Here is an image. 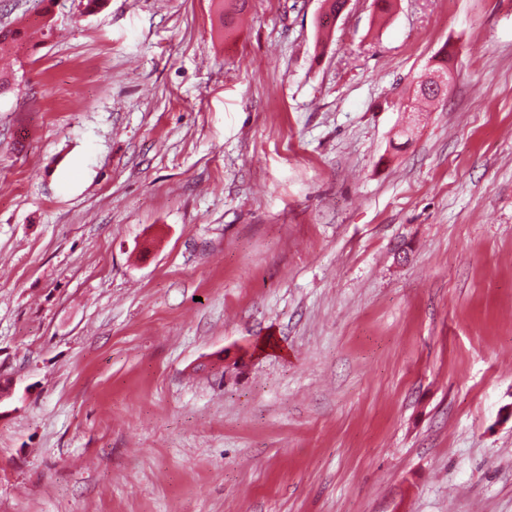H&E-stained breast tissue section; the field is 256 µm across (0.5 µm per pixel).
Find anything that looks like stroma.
<instances>
[{"label":"stroma","instance_id":"35a3bbf8","mask_svg":"<svg viewBox=\"0 0 512 512\" xmlns=\"http://www.w3.org/2000/svg\"><path fill=\"white\" fill-rule=\"evenodd\" d=\"M220 2L0 0V512H512V0ZM28 32L24 27H0V54L16 53L30 42ZM422 80L429 86L423 87L421 83H419L417 95L419 98L423 100H433L437 97L436 92L439 96L443 95L447 92V85L449 86L451 82V78L444 77L442 75L436 73H426L423 75ZM434 89V90H432Z\"/></svg>","mask_w":512,"mask_h":512}]
</instances>
